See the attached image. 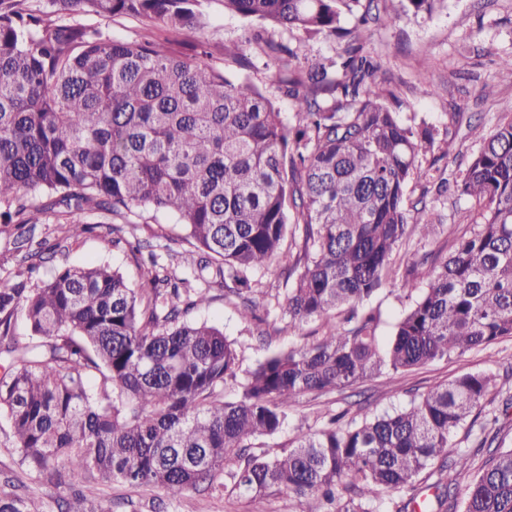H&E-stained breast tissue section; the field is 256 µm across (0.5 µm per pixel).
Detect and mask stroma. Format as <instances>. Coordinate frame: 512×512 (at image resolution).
<instances>
[{
	"mask_svg": "<svg viewBox=\"0 0 512 512\" xmlns=\"http://www.w3.org/2000/svg\"><path fill=\"white\" fill-rule=\"evenodd\" d=\"M385 7L387 18L372 25L364 35L366 51L382 65L388 85L402 102V120L409 125L426 122L439 133H450L459 152L457 158L440 160L444 178H452L466 158L480 147L482 136L488 135L498 123L501 112L498 100L512 99V79L498 69L501 58L512 54V0H446L434 13L414 16L403 13L398 0H378ZM201 9L207 17L208 64L224 70L231 78L249 79L256 84L283 113L292 119L290 101L280 93L271 73L264 66L259 51H252L254 66L240 69L225 60V49L243 40L254 23L243 17L225 13L222 0H202ZM83 24L101 28L106 34L122 40L151 38L161 43H177L181 36L163 25L146 24L139 18L116 16L101 18L82 16ZM431 78L434 91L418 94L419 75ZM496 85L497 101L482 100L477 90L483 82ZM465 202L453 194L441 196L436 215L441 223L439 234L424 243L418 237L407 238L395 255L391 280L369 301L381 315V336H390L392 326L409 307V300L400 298V286L407 267L422 256L440 259L448 253L453 239L468 233L470 226L462 212ZM185 230L176 218L165 212H149L135 218L124 228L125 244L115 246L105 230L84 234L70 243L68 249L44 264L38 279L50 278L60 266L110 264L131 284H139L141 271L128 244L139 239L150 242L157 253L172 264H180L190 245ZM248 277L261 302L267 303L269 316L265 330L243 320L237 299L215 295L207 305L189 311L193 322H208L222 328L233 343L239 357V376L256 367L271 351L299 345L303 336L320 328L312 321L302 329L289 326L288 317L277 301L285 294V284L264 271H250ZM490 371L499 383L512 391V339H506L482 350L467 352L453 361H435L397 375L379 376L357 386L329 394L301 395L288 413L281 432L272 437L254 440V453H272L293 438L298 426H320L326 412L347 411L360 417L365 411L382 413L406 406L410 400L430 388L468 372ZM5 422L0 421V489L22 497L41 500L48 512H90L92 506L106 504L112 512H249L245 499L224 494L223 481H216L209 490L190 493L179 500L167 498L154 487H133L122 482L107 486L95 479L71 488L36 479L28 468L20 466L19 456L6 437Z\"/></svg>",
	"mask_w": 512,
	"mask_h": 512,
	"instance_id": "obj_1",
	"label": "stroma"
}]
</instances>
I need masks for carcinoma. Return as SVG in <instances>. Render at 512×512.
I'll return each mask as SVG.
<instances>
[{"instance_id":"carcinoma-1","label":"carcinoma","mask_w":512,"mask_h":512,"mask_svg":"<svg viewBox=\"0 0 512 512\" xmlns=\"http://www.w3.org/2000/svg\"><path fill=\"white\" fill-rule=\"evenodd\" d=\"M224 11L298 33L293 48L273 37L258 48L294 109V122L250 80H231L194 56L154 41L114 39L54 17L134 16L194 38L207 28L199 0H0V222L66 224L53 247L27 251L17 282L0 285V416L20 464L49 480L66 471L162 490L175 500L219 472L224 494L268 512L271 490L301 512H512V448L496 446L497 375L466 373L402 408L345 424L298 429L270 455L250 441L279 433L286 410L309 392L452 360L512 338V100L454 181L476 212L470 234L442 262L423 258L399 291L412 299L387 340L380 313L365 305L385 283L411 235L438 224L428 191L453 138L405 124L363 54L360 30L373 0H222ZM432 13L441 0H404ZM354 15L351 29L343 12ZM337 37L334 55L307 68L306 42ZM135 209L178 217L194 250L187 269L150 251L130 286L108 264L62 266L27 287L25 274L86 232L124 227ZM102 221L85 222L91 215ZM291 238L297 251L283 258ZM262 268L288 288L284 311L299 326L323 319L321 334L270 353L241 383L224 331L184 320L224 291L257 319L247 272ZM29 330L16 333L17 319ZM100 374V388L89 379ZM477 451L487 453L461 498L456 477L471 455L455 442L480 415ZM433 497L417 501L422 488ZM0 512H47L0 494Z\"/></svg>"}]
</instances>
